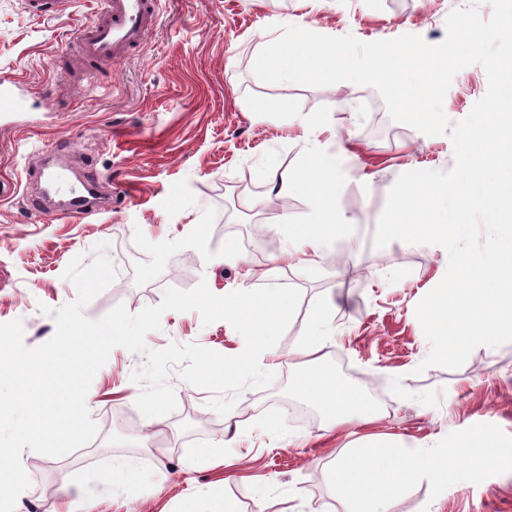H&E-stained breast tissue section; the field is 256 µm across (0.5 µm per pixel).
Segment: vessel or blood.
Returning a JSON list of instances; mask_svg holds the SVG:
<instances>
[{
  "label": "vessel or blood",
  "instance_id": "b4317fda",
  "mask_svg": "<svg viewBox=\"0 0 512 512\" xmlns=\"http://www.w3.org/2000/svg\"><path fill=\"white\" fill-rule=\"evenodd\" d=\"M156 4L157 0H98L93 19L78 32L82 61L111 63L141 45L157 22ZM15 86L12 79H0V112L22 110ZM60 191L69 195L67 214L80 218L87 215L97 184L84 176H70L68 166L59 163L37 175L26 196L33 208L40 210L47 195Z\"/></svg>",
  "mask_w": 512,
  "mask_h": 512
}]
</instances>
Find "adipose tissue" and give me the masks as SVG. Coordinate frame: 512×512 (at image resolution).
<instances>
[{"label":"adipose tissue","mask_w":512,"mask_h":512,"mask_svg":"<svg viewBox=\"0 0 512 512\" xmlns=\"http://www.w3.org/2000/svg\"><path fill=\"white\" fill-rule=\"evenodd\" d=\"M341 176L334 156L317 151L308 167L290 175L270 168L267 184L282 197L307 196L313 209L307 223L293 226L289 241L300 255L318 253L331 240L347 234L349 226L337 209ZM303 396L334 423L369 421L374 411L354 387L339 382L327 371L315 370L301 382ZM429 469L426 454L375 439L359 440L339 457L331 483L351 512H390L392 503L406 494Z\"/></svg>","instance_id":"1"}]
</instances>
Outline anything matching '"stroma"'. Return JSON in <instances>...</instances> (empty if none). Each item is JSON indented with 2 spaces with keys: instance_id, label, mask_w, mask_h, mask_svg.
<instances>
[{
  "instance_id": "35a3bbf8",
  "label": "stroma",
  "mask_w": 512,
  "mask_h": 512,
  "mask_svg": "<svg viewBox=\"0 0 512 512\" xmlns=\"http://www.w3.org/2000/svg\"><path fill=\"white\" fill-rule=\"evenodd\" d=\"M469 2L160 0L144 45L85 78L67 62L95 0H63L49 17L29 13L25 0H0V77L17 82L25 103L0 114V323L20 321L27 347L49 341L52 310L77 296L66 267L79 255L92 262L100 242L117 277L84 307L90 319L119 304L138 312L158 305L166 288L202 281L218 295L244 282L301 294L285 334L260 358L275 381L244 389L232 409L233 447L224 445L226 423L209 405L211 392L185 382L179 366L167 377L176 411L160 424L144 417L136 407L142 387L131 376L145 357L117 347L87 396L97 425H112L111 446L95 437L88 458L79 449L62 457L24 450L31 484L15 512H180L186 499L206 505L221 494L237 512H348L329 473L364 436L421 449L436 463L478 434L512 449V343L478 347L456 369L423 367L429 344L415 308L442 280L448 255L434 245L373 244L399 175L453 168L450 137L393 121L370 86L272 84L253 72L271 25L287 19L333 37L372 42L410 33L437 44L448 15ZM487 89L481 65L463 68L445 114L464 119ZM58 140L71 144L72 165L111 188L110 212L80 220L27 206L26 177ZM326 143L337 154L350 236L307 259L290 254L281 230L272 231L271 249L261 248L255 226L284 212L302 224L311 211L304 196L269 193V166L298 170ZM228 245L244 264L212 263ZM329 298L336 316L318 364L377 407L368 425L333 427L323 415L297 412L307 403L297 383L310 370L299 346ZM145 343H196L225 355L244 346L230 324L203 325L194 311L164 313ZM119 461L135 466L138 479L113 485ZM391 512H512V468L462 463L446 483L425 474Z\"/></svg>"
}]
</instances>
